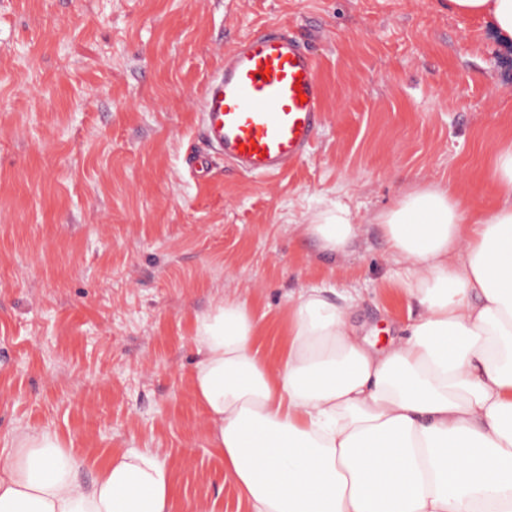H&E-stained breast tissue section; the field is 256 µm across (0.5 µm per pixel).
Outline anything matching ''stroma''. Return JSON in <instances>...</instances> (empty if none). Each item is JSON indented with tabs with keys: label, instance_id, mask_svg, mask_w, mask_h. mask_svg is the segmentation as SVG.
I'll return each instance as SVG.
<instances>
[{
	"label": "stroma",
	"instance_id": "35a3bbf8",
	"mask_svg": "<svg viewBox=\"0 0 512 512\" xmlns=\"http://www.w3.org/2000/svg\"><path fill=\"white\" fill-rule=\"evenodd\" d=\"M286 25L314 53L324 121L284 174L207 153L198 102L233 42ZM512 42L448 0H0V447L56 434L90 482L156 450L175 506L247 512L190 378L193 324L224 296L275 315L301 289L360 294L379 346L416 316L375 223L413 188L501 200ZM343 258L299 227L329 204ZM301 229L322 253L336 257L347 256L360 235V224H353L348 211L337 204L313 213L310 223L301 224Z\"/></svg>",
	"mask_w": 512,
	"mask_h": 512
}]
</instances>
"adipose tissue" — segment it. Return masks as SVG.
<instances>
[{"label":"adipose tissue","instance_id":"1","mask_svg":"<svg viewBox=\"0 0 512 512\" xmlns=\"http://www.w3.org/2000/svg\"><path fill=\"white\" fill-rule=\"evenodd\" d=\"M512 39V0H448ZM493 180L508 200L475 213L453 186L404 194L376 222L395 286L419 314L377 347L353 324L358 295L305 288L262 351L248 304L195 319L193 392L250 512H512V145ZM344 257L346 209L303 225ZM60 438L21 430L0 448V512H172L160 455L126 448L90 483Z\"/></svg>","mask_w":512,"mask_h":512}]
</instances>
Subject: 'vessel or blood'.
<instances>
[{"mask_svg":"<svg viewBox=\"0 0 512 512\" xmlns=\"http://www.w3.org/2000/svg\"><path fill=\"white\" fill-rule=\"evenodd\" d=\"M322 103L313 55L279 26L225 49L200 100L202 134L240 174L280 175L309 152Z\"/></svg>","mask_w":512,"mask_h":512,"instance_id":"vessel-or-blood-1","label":"vessel or blood"}]
</instances>
